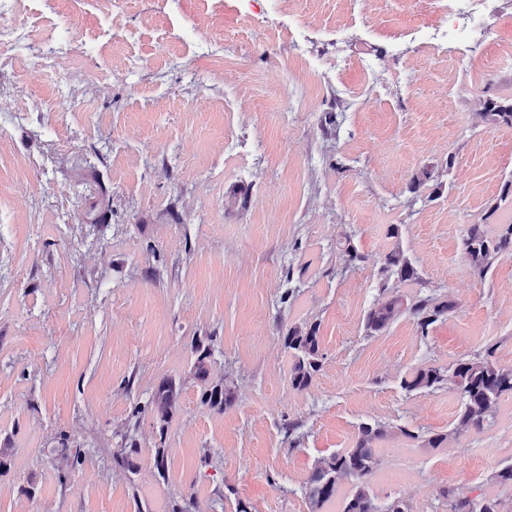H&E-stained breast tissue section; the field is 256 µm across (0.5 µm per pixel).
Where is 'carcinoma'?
I'll list each match as a JSON object with an SVG mask.
<instances>
[{"label":"carcinoma","mask_w":512,"mask_h":512,"mask_svg":"<svg viewBox=\"0 0 512 512\" xmlns=\"http://www.w3.org/2000/svg\"><path fill=\"white\" fill-rule=\"evenodd\" d=\"M484 121L491 125L512 127V96L489 98L482 112ZM389 237L394 239L392 247L384 255L381 273L385 279L392 277L400 282L418 279V273L401 245L400 227L391 225ZM461 248L472 271L484 277L496 260L512 255V221L497 225L489 232L483 224H470L461 236ZM455 307L446 299L424 297L405 302L398 295L379 300L367 312L365 330L372 335L385 328L399 317L408 314L421 332L446 317ZM319 326L315 323H300L288 327L283 336L284 348L292 359L290 382L293 389L306 391L314 376L321 370ZM191 379L199 392L200 403L217 413H224L235 400L234 388L228 383H215L209 378L208 365L212 350L208 346H195ZM446 384L454 390L460 400L456 425L444 434L426 436L407 426H392L382 421L363 422L358 426L353 446L318 458L302 485V494L308 512H324V507L336 500L343 482L350 484L341 512H411L406 501L392 498L378 504L373 495L370 480L378 464L377 443L394 437H402L421 443L423 448H443L450 440H456L463 432H482L494 417L500 399L512 396V367L497 365L486 357H473L448 366H423L402 379L401 387L407 392L436 389ZM183 380L172 377L162 379L148 398L135 405L133 414L148 413L152 416L159 434V443L153 453V467L158 475L166 477L167 453L165 441L173 418L181 410ZM139 449L133 446L119 448L113 454L117 463L128 469L136 468L133 457ZM448 512H502L501 502L485 495L471 496L461 488L443 492Z\"/></svg>","instance_id":"obj_1"}]
</instances>
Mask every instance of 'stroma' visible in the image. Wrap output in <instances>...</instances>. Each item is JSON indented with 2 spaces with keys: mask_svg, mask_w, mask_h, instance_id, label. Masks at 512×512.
Returning <instances> with one entry per match:
<instances>
[{
  "mask_svg": "<svg viewBox=\"0 0 512 512\" xmlns=\"http://www.w3.org/2000/svg\"><path fill=\"white\" fill-rule=\"evenodd\" d=\"M112 3L38 0L83 40L49 44L32 26L0 69V442L13 448L0 512H169L188 491L196 512H308L315 460L351 447L359 424L454 425L456 393L408 392L402 377L484 353L512 367V255L481 278L460 248L466 225L512 219L486 213L512 179V128L480 115L512 95V68L491 69L512 55V0H488L498 26L443 52L408 38L436 25L437 0ZM115 26L129 38L111 40ZM46 50L69 82L23 88ZM367 60L385 90L367 84ZM426 168L433 181L410 192ZM393 224L417 280L380 272ZM384 283L455 307L424 333L405 315L367 335ZM304 321L323 365L298 392L283 337ZM198 344L235 402L214 413L185 385L159 438L133 406L187 376ZM125 438L134 472L112 460ZM378 455L379 501L448 512L443 491L462 487L512 512V488L488 481L512 459V397L483 433L435 450L390 438Z\"/></svg>",
  "mask_w": 512,
  "mask_h": 512,
  "instance_id": "35a3bbf8",
  "label": "stroma"
}]
</instances>
